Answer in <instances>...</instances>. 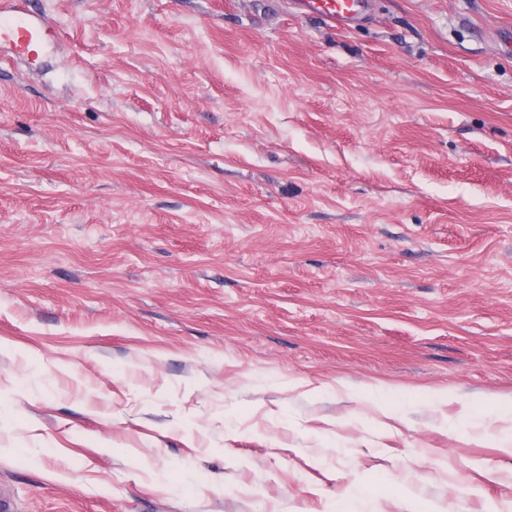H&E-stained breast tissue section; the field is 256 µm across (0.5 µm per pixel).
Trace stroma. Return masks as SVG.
I'll return each mask as SVG.
<instances>
[{"label": "stroma", "mask_w": 512, "mask_h": 512, "mask_svg": "<svg viewBox=\"0 0 512 512\" xmlns=\"http://www.w3.org/2000/svg\"><path fill=\"white\" fill-rule=\"evenodd\" d=\"M0 47L17 512H512V0H30ZM46 28L45 20L29 9L27 0L0 3V46H7L15 56L28 58L37 54ZM295 2L304 6L308 11L318 12L323 20L333 28L344 29L349 27L351 21L362 16L366 11L367 0H303Z\"/></svg>", "instance_id": "1"}]
</instances>
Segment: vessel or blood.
<instances>
[{
  "instance_id": "obj_1",
  "label": "vessel or blood",
  "mask_w": 512,
  "mask_h": 512,
  "mask_svg": "<svg viewBox=\"0 0 512 512\" xmlns=\"http://www.w3.org/2000/svg\"><path fill=\"white\" fill-rule=\"evenodd\" d=\"M307 10L318 12L332 27L343 29L362 17L366 0H306ZM46 22L28 7L27 0H0V46L18 57H30L42 46Z\"/></svg>"
}]
</instances>
